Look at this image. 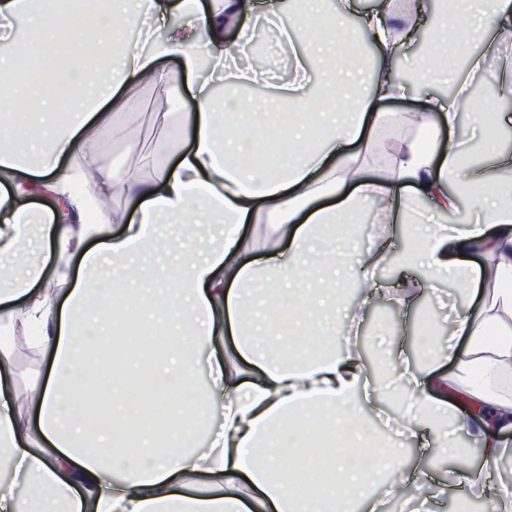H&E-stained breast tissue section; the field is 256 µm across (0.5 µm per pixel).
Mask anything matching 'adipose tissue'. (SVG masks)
Here are the masks:
<instances>
[{"instance_id": "ef3b65f1", "label": "adipose tissue", "mask_w": 512, "mask_h": 512, "mask_svg": "<svg viewBox=\"0 0 512 512\" xmlns=\"http://www.w3.org/2000/svg\"><path fill=\"white\" fill-rule=\"evenodd\" d=\"M295 5L0 0V94L9 95L0 103V466L8 473L0 512H354L372 504L359 399L371 383L366 364L352 342L316 336L331 291L369 278L386 255L374 246L353 265L319 244L325 233L346 238L371 201L380 223L408 224L416 239L404 266L482 291L478 313L456 312L452 335L423 349L432 363L454 360L453 377L407 367L392 377L391 388L416 408L409 433L429 428L454 458L453 423L480 440L486 460L512 454V153L488 142L473 162L471 139L459 132L463 117L487 134L511 124L512 112L473 111L484 59L471 55L453 93L425 96L416 136L397 147L379 139L398 120L382 103L410 92L397 64L414 33L429 23L439 48L452 28L491 52L511 50L512 0H453L438 20L413 0H373L363 12L355 0ZM175 11L184 23L169 22ZM352 13L349 31L343 19ZM261 22L276 26L289 58L276 86L288 120L275 132L284 144L275 158L254 149L262 126L238 123L231 96L273 77V64L238 65ZM37 53L76 70L104 53L111 64L92 93L64 109L55 75L21 64ZM171 56L201 80L193 108L178 115L174 161L157 163L132 144L123 167L105 168L95 130L140 84L166 83L180 95L161 66ZM315 80L337 91L338 106L311 103ZM218 87L227 91L221 108ZM118 192L138 197L134 214L106 207ZM424 203L456 222L413 223ZM164 224L178 245L170 264L150 272L144 259ZM474 253L488 264L473 265ZM258 288L274 298L255 305ZM163 323L176 344L156 340ZM228 333L234 348L225 354ZM116 336L139 338L144 353L113 360ZM21 339L50 360L49 371L29 369L23 402L13 370ZM245 362L256 366L254 379L241 380ZM219 400L224 421L214 427Z\"/></svg>"}]
</instances>
